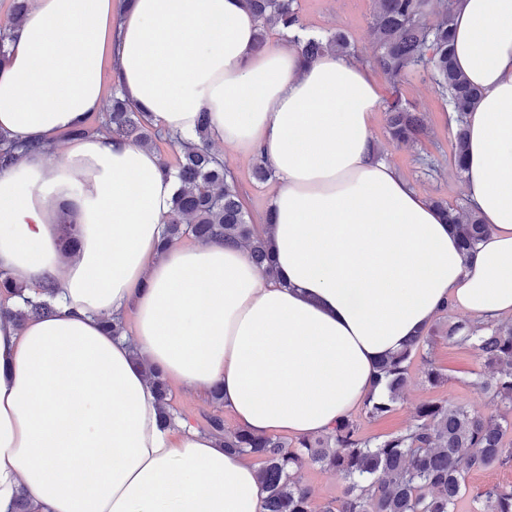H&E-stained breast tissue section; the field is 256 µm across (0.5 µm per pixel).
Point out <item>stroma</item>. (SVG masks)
I'll return each mask as SVG.
<instances>
[{
    "mask_svg": "<svg viewBox=\"0 0 512 512\" xmlns=\"http://www.w3.org/2000/svg\"><path fill=\"white\" fill-rule=\"evenodd\" d=\"M304 24L317 33L344 32L362 57H370L373 45L369 29L373 0H298ZM375 80L381 101L400 95L426 116L427 132L411 147L392 143L387 133L386 114L377 110L371 118V131L378 149V158L392 165L414 189L430 199L446 200L449 206L465 204L461 180L451 165L453 128L446 101L439 95L429 73L421 68L411 71L399 85H391L383 74ZM225 164L233 171L243 202L253 224L264 222L265 212L276 190V179L256 181L252 175L254 158L230 148H220ZM432 361L442 368L448 380L432 388L422 378L423 364ZM481 359L469 348L436 340L428 357H415L409 367L408 387L404 398L382 419L368 421L360 411L352 419L359 421L367 436H385L405 432L412 425L416 407L428 400H443L462 405L484 416L496 414L497 408L481 391L471 387L476 373L482 372ZM171 403L179 417L176 427H201L207 415L218 412L199 391L179 384L171 386Z\"/></svg>",
    "mask_w": 512,
    "mask_h": 512,
    "instance_id": "35a3bbf8",
    "label": "stroma"
}]
</instances>
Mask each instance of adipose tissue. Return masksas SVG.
Segmentation results:
<instances>
[{
  "label": "adipose tissue",
  "mask_w": 512,
  "mask_h": 512,
  "mask_svg": "<svg viewBox=\"0 0 512 512\" xmlns=\"http://www.w3.org/2000/svg\"><path fill=\"white\" fill-rule=\"evenodd\" d=\"M33 0L0 61V137L44 144L0 170V270L54 288V313H0V512H262L256 466L159 418L144 365L256 434L327 431L374 392L378 362L450 307L512 315V0H456L467 116L463 189L490 234L465 256L439 211L375 156L368 66L288 40L257 49L242 0ZM111 57L163 132L261 154L278 176L273 274L220 241L159 251L177 190L153 150L57 135L103 105ZM76 225L73 257L59 246ZM130 312L133 342L103 319Z\"/></svg>",
  "instance_id": "obj_1"
}]
</instances>
